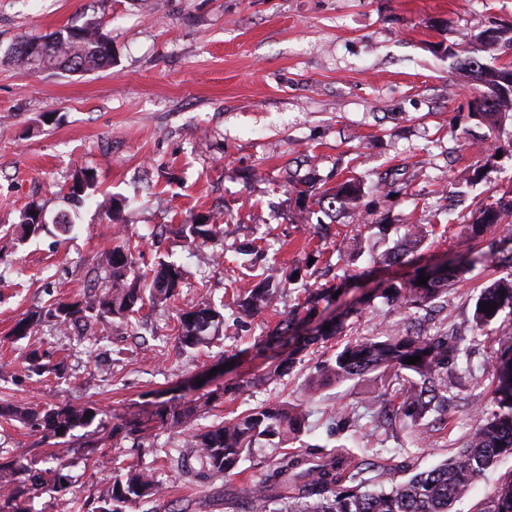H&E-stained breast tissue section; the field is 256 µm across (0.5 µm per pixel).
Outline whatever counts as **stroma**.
<instances>
[{
	"label": "stroma",
	"instance_id": "35a3bbf8",
	"mask_svg": "<svg viewBox=\"0 0 512 512\" xmlns=\"http://www.w3.org/2000/svg\"><path fill=\"white\" fill-rule=\"evenodd\" d=\"M101 17L112 40L106 71H26L5 51L27 37ZM512 25V0H0V401L21 406L93 405L103 422L75 430L66 456L73 486L43 493L34 512H93L102 490L129 465L155 469L175 512H239L236 492L253 487L273 461L252 448L228 477L200 481L177 467L181 434L158 432L160 402L214 393L193 425H212L260 402L303 401L301 442L343 444L365 463L369 487H390L454 455L462 438L497 405L490 378L512 342V315L501 314L488 335L466 338L468 358L452 371L448 423L429 422L422 441L396 423L377 427L368 397L394 398L389 378L330 382L305 399L317 362L335 341L315 345L279 385L240 394L228 388L261 372L254 344L264 340L306 291L339 288L319 303L316 318L347 311L352 336L376 329L403 332L398 307L380 297L389 282L412 278L411 263L376 265L406 225L428 224L422 264L469 254L466 226L512 186V120L489 130L471 116L475 85L448 53L468 56L471 36ZM97 174L98 188L81 206L67 198L76 169ZM348 177L363 181V208L391 229L387 236L339 211L300 212L293 194L304 181L318 190ZM396 179L395 198L377 192ZM123 207L107 219L103 200ZM43 207L48 226L18 242L12 234L29 204ZM72 228L60 233L58 215ZM196 214L224 226L222 240L193 249L166 233ZM361 250L339 257L344 237ZM137 245L136 271L161 260L181 265L178 295L145 305L133 328L95 324L79 336L43 323L22 340L11 331L28 310L57 299L78 300L102 278L95 259L122 239ZM463 281L417 321L428 333L473 315L475 300L504 271L489 255L471 254ZM299 268L275 307L246 318L235 300L256 282L261 265ZM214 299L224 303V327L207 347H175L179 313ZM65 365L63 377L27 371L25 356ZM359 414L355 434L334 433L338 407ZM133 422L150 441L113 436ZM0 450L45 467L51 444L12 421L0 420ZM512 478V456L475 477L455 512H480Z\"/></svg>",
	"mask_w": 512,
	"mask_h": 512
}]
</instances>
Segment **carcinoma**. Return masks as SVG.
I'll list each match as a JSON object with an SVG mask.
<instances>
[{
    "mask_svg": "<svg viewBox=\"0 0 512 512\" xmlns=\"http://www.w3.org/2000/svg\"><path fill=\"white\" fill-rule=\"evenodd\" d=\"M103 22L90 17L79 26V33L71 34L67 26L54 31L42 40L44 50L26 53L14 46L5 53L13 65L27 70H60L64 72H93L112 68V51L102 32ZM477 54L458 62L473 80L487 68L497 74L494 84H485L470 103L471 115L493 127L503 115L512 114V95L503 96L498 87L512 84V64L488 62L479 56L501 43L512 45V28L495 30L493 42L483 36L476 37ZM97 177L81 168L73 174L69 198L81 203L87 191L95 190ZM362 191L360 185L347 179L330 188L316 199L319 207L360 212ZM39 209L25 210L22 215L21 239L42 230L37 222ZM512 217V190L505 191L492 204L473 216L467 225L470 248L488 243L494 247L495 229ZM176 234L194 244H202L224 235V227L204 216L182 224ZM428 235L427 225L412 224L397 241L395 250L380 256L385 264L403 262L414 255L417 245ZM98 265L109 272L110 284L86 300L56 301L49 306L28 311L12 330L19 340L31 335L44 322H51L63 330L95 318L101 321H129L139 313L145 302L159 304L175 295L184 278L182 267L161 261L148 284L128 281L135 261L130 241L124 240L97 259ZM470 260L452 261L437 275L420 285V275L403 283L394 282L382 290L381 297L409 313L413 309L428 307L448 293V288L460 280ZM497 264L509 268L506 276L484 287L476 298L472 319L454 325L446 332L428 334L421 329L392 334L379 329L376 333L347 340L336 354L316 365L317 375L308 387L313 396L325 383L362 379L373 372H394L403 383L395 390L399 404L383 410L385 417L400 420L407 427H417L430 413L446 423L448 391L453 387L448 377V363L461 352L460 340L464 336L486 333L498 316L506 311L512 315V247L497 257ZM297 269L268 267L262 280L236 300L244 315L255 314L270 307L277 300L281 283L292 280ZM331 297V289L317 288L308 291L301 308L306 314L315 311L317 304ZM495 309H490L491 304ZM224 325L223 313L211 303H203L195 310L180 316L177 341L184 349H197L208 343L211 336ZM347 325L339 320L330 323V329L295 343L284 356H276L262 373L241 381L237 389L246 391L258 385L277 382L302 360L311 346L324 343L333 337L345 335ZM419 356L421 361L406 364L404 360ZM494 378L495 401L499 411L478 421L468 434L458 454L426 471L419 472L407 481L393 484L390 489H364L359 479L361 463L349 453L326 452L318 455L281 454L261 478V482L245 492V512H452L454 504L464 495L471 479L493 466L497 460L512 455V346H508L496 359ZM198 411L196 406L171 405L160 413L161 428L167 431L186 426ZM99 412L92 406L60 405L40 409L19 408L0 404V419L14 420L27 425L41 438L64 439L77 428L86 429L94 424ZM304 420L303 404L281 407L262 403L205 430L187 436L184 443L186 456L199 464L197 478L208 480L227 476L234 470L243 455L263 441L270 448H280L289 438L299 437ZM24 456L16 454L0 462V500L12 505V512H30L27 502L38 492L60 493L69 489L71 475L69 463L60 454L51 455L50 466L33 471L23 463ZM353 486L346 488L342 483ZM164 497L163 487L153 470L138 464L128 467L127 473L115 479L98 498L93 512H123L119 505H135L144 498L157 501ZM479 512H512V479L503 483L493 505Z\"/></svg>",
    "mask_w": 512,
    "mask_h": 512,
    "instance_id": "obj_1",
    "label": "carcinoma"
}]
</instances>
